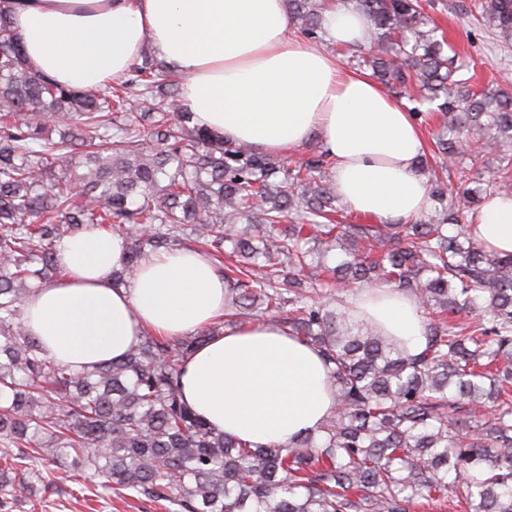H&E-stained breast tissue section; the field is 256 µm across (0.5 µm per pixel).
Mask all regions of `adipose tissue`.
<instances>
[{
    "label": "adipose tissue",
    "mask_w": 512,
    "mask_h": 512,
    "mask_svg": "<svg viewBox=\"0 0 512 512\" xmlns=\"http://www.w3.org/2000/svg\"><path fill=\"white\" fill-rule=\"evenodd\" d=\"M0 19L20 33L33 68L63 84L123 77L149 46L181 75L183 106L225 140L277 153L318 138L352 212L387 221L431 206L416 171L426 143L411 113L367 74L291 36L284 0H0ZM321 24L332 42L359 47L370 22L327 0ZM476 231L512 253V197L484 205ZM126 246L123 233L96 227L58 241L65 277L24 304L27 330L50 358L90 370L123 359L144 333L190 336L223 318L213 261L194 249L150 255L116 286ZM350 305L408 348L423 343L412 297L375 288ZM181 388L197 415L255 445L319 430L335 405L319 353L269 320L213 336L186 360Z\"/></svg>",
    "instance_id": "ef3b65f1"
}]
</instances>
